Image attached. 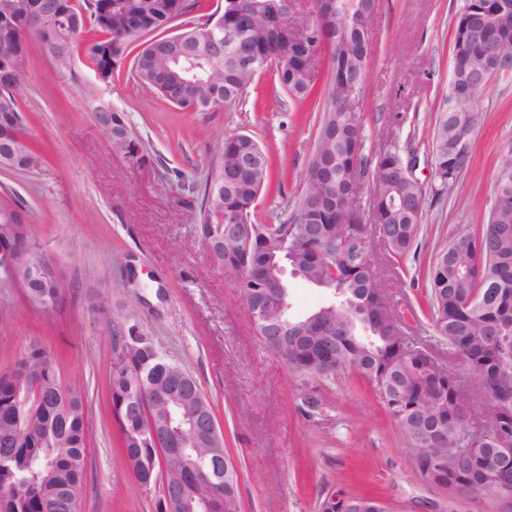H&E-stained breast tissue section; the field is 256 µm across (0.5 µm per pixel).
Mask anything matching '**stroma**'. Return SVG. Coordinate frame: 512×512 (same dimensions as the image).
Returning <instances> with one entry per match:
<instances>
[{"label":"stroma","instance_id":"stroma-1","mask_svg":"<svg viewBox=\"0 0 512 512\" xmlns=\"http://www.w3.org/2000/svg\"><path fill=\"white\" fill-rule=\"evenodd\" d=\"M462 0H378L370 63L352 103L364 153H416L414 176L431 185L430 142L451 70L453 20ZM19 102L41 157L38 169H0L29 210L31 235L70 283L63 303L36 308L16 298L0 314V369L30 345L63 359L65 384L89 403V464L80 512H156L160 483L142 486L116 443L107 379L112 326L99 307H133L140 324L200 384L214 406L240 474L241 512H317L332 489L369 494L388 512H512V502L453 497L422 480L375 389L353 373L331 383L295 378L251 330L234 283L209 260L190 220L189 184H204L222 136L252 135L281 173L257 217L272 223L302 187L331 81L327 52L315 61L312 102L299 107L273 71L258 74L232 107L188 112L137 83L122 64L98 100L122 114L141 158L117 150L93 115L94 74L83 55L59 71L37 40ZM484 119L474 166L447 199L427 197L416 254L394 259L372 244L373 261L407 335L422 337L427 266L452 230L484 223L497 162L512 146V81L479 93Z\"/></svg>","mask_w":512,"mask_h":512}]
</instances>
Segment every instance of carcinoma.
I'll return each mask as SVG.
<instances>
[{
  "instance_id": "obj_1",
  "label": "carcinoma",
  "mask_w": 512,
  "mask_h": 512,
  "mask_svg": "<svg viewBox=\"0 0 512 512\" xmlns=\"http://www.w3.org/2000/svg\"><path fill=\"white\" fill-rule=\"evenodd\" d=\"M27 0H0V60L14 73L11 84H0V142L13 146L16 168L34 170L40 158L25 133L19 99L29 63L28 40L42 46L56 43L65 53L61 67L71 68L74 50L89 13L102 36L84 44L87 67L97 83L109 85L118 68L138 45L132 72L140 83L156 90L175 106L206 112L239 103L265 61L285 54L288 41L278 24L280 0H224V10L199 16L173 35L151 44L134 33L139 27L160 31L172 22L200 12V0H83L61 33L26 15ZM512 14V0H463L454 18L451 77L444 107L435 122L430 147L434 174L433 195L451 191L473 165L472 138L481 121L479 91L492 80H512V66L489 64L498 55L512 59V28L499 23L500 10ZM235 26L257 57L254 69L244 70L229 55L215 57L201 31L213 24ZM313 49L330 46L332 78L319 120L314 153L304 174L303 187L290 213L276 224H260L254 205L271 182L267 153L243 133L222 138L219 158L227 176L205 182L200 198L190 205L193 222L205 249L216 251L217 267L224 270L249 302L252 275L271 268L288 255V269L307 283L327 291V303L313 312L322 319V335L298 336L307 317L291 318V335L283 356L289 372L304 382H325L321 362L336 364V374L356 373L376 389L408 446L417 453L438 443L444 485L458 496L475 491L488 500L512 491V469L501 476L487 475L499 446L463 444L465 428L478 429L481 418L463 419V389L471 373L490 398L499 422L498 433L512 439V149L498 162L493 196L486 222L461 235L450 233L448 245L428 266L430 320L433 336L461 353L473 372L439 378L429 367L427 345L406 335L401 319L388 299L385 286L370 257L371 236L394 255L403 256L417 243L427 191L404 173L399 152L386 151L370 163L364 155L361 125L346 102L347 93L362 89L368 67L370 26L350 19L311 23ZM277 79L297 103L309 99L315 85L314 66L292 62ZM123 132L115 146L138 154L122 115L99 102L94 118ZM257 154L255 170L238 173L239 154ZM368 178L369 209L377 211L375 225L357 224L364 239L359 258L345 247L341 232L350 226L354 211L362 210L361 190L350 191L352 175ZM219 210L224 223L211 220ZM317 217L320 237L308 235L306 219ZM251 224L249 245L225 238L224 225ZM24 202L0 187V251L24 252L12 271L0 276V308L23 295L44 308L60 304L66 289L51 278H34L46 265L40 245L32 244ZM113 358L108 376L112 418L120 435L125 462L138 481H159L171 488L179 476L183 488L193 489L194 477L185 472L181 456L194 452L189 424L199 412V399L174 391L187 371L171 362L158 344L127 310L112 316ZM13 365L17 378L0 371V512H80L86 485L89 409L85 391L64 384L57 361L32 346Z\"/></svg>"
}]
</instances>
